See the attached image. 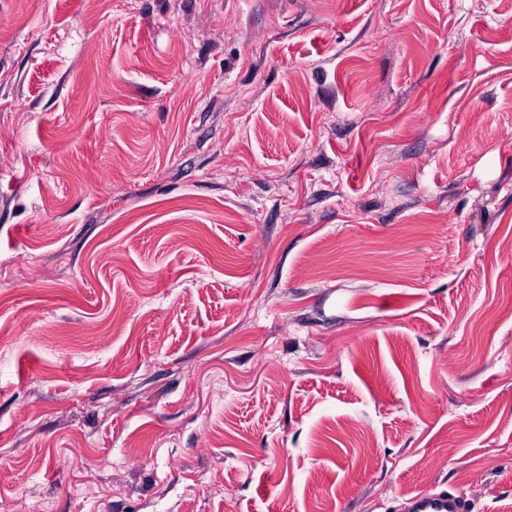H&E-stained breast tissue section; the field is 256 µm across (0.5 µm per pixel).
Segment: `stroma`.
<instances>
[{
    "instance_id": "obj_1",
    "label": "stroma",
    "mask_w": 512,
    "mask_h": 512,
    "mask_svg": "<svg viewBox=\"0 0 512 512\" xmlns=\"http://www.w3.org/2000/svg\"><path fill=\"white\" fill-rule=\"evenodd\" d=\"M512 512V0H0V512ZM410 512H471L470 501L446 491L420 492L409 499Z\"/></svg>"
}]
</instances>
